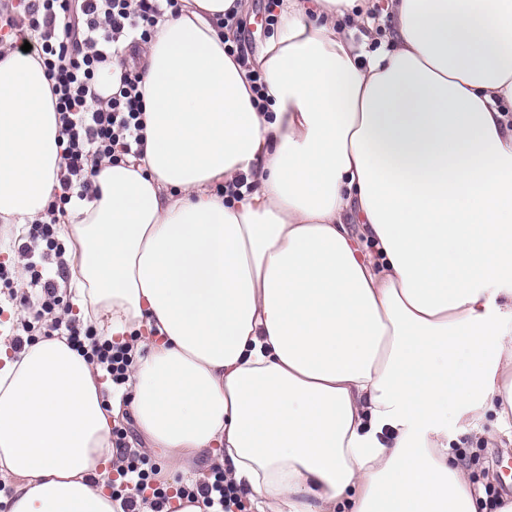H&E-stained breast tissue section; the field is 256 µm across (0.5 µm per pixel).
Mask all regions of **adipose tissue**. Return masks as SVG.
<instances>
[{
  "instance_id": "ef3b65f1",
  "label": "adipose tissue",
  "mask_w": 512,
  "mask_h": 512,
  "mask_svg": "<svg viewBox=\"0 0 512 512\" xmlns=\"http://www.w3.org/2000/svg\"><path fill=\"white\" fill-rule=\"evenodd\" d=\"M181 2L143 56L144 158L59 218L74 316L140 350L129 387L66 337L0 336V507L123 512L129 414L170 475L210 457L255 512H477L448 423L491 413L512 444V0H387L372 52L368 0H281L265 112L224 51L235 0ZM58 134L38 55H1L17 234Z\"/></svg>"
}]
</instances>
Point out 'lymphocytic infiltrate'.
I'll return each instance as SVG.
<instances>
[{
    "label": "lymphocytic infiltrate",
    "instance_id": "lymphocytic-infiltrate-1",
    "mask_svg": "<svg viewBox=\"0 0 512 512\" xmlns=\"http://www.w3.org/2000/svg\"><path fill=\"white\" fill-rule=\"evenodd\" d=\"M180 0H0V31L15 30L18 16L27 20V35L42 61L59 114V146L64 173L60 193L55 194L45 219L31 224L18 249L29 275V291L20 299L26 314L20 322L16 346L34 334L64 336L78 352L117 388L126 387L135 361V347L99 341L94 325L67 319L65 301L48 265L61 263L65 247L55 215L72 197H91L94 170L89 161L119 162L142 158L145 135L141 73L128 63L130 55L147 46L159 19L178 14ZM119 68V84L112 95L100 97L95 82L104 65ZM124 427L112 429V445L121 463L114 497L123 499L126 512H139L137 498L149 494L153 512H165L169 502L160 469L146 466L140 452L130 450ZM181 498L203 505L205 512H229L237 504L234 486L219 466L194 484L181 487Z\"/></svg>",
    "mask_w": 512,
    "mask_h": 512
}]
</instances>
